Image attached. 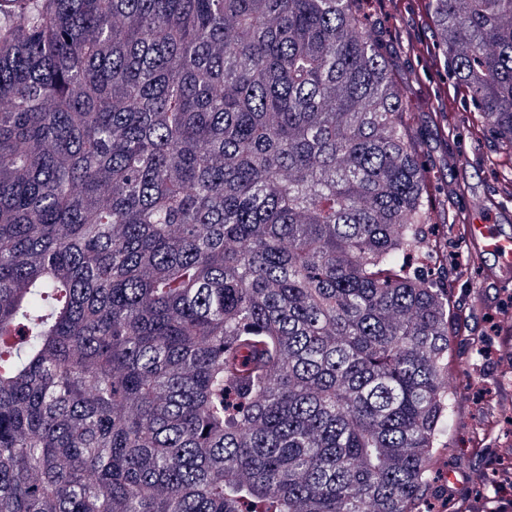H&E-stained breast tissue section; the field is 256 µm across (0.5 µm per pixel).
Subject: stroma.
Segmentation results:
<instances>
[{
    "label": "stroma",
    "instance_id": "obj_1",
    "mask_svg": "<svg viewBox=\"0 0 512 512\" xmlns=\"http://www.w3.org/2000/svg\"><path fill=\"white\" fill-rule=\"evenodd\" d=\"M363 10L394 80L413 102L408 124L428 168L434 221L442 222L451 210L476 214L512 237V199L495 194L500 170L491 159L500 145L438 123L440 113L458 116L468 104L446 67L426 61L425 51L436 44L429 14L414 10L410 0H365ZM474 253L467 239L449 241L444 231L432 250L433 259L447 260L455 283L451 318L466 322L465 333L452 338L448 427L439 437L424 495L435 512H512V490L502 494L488 486L495 472L512 468V271L499 269L488 254L467 265Z\"/></svg>",
    "mask_w": 512,
    "mask_h": 512
}]
</instances>
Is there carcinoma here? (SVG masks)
Instances as JSON below:
<instances>
[{
  "label": "carcinoma",
  "instance_id": "carcinoma-1",
  "mask_svg": "<svg viewBox=\"0 0 512 512\" xmlns=\"http://www.w3.org/2000/svg\"><path fill=\"white\" fill-rule=\"evenodd\" d=\"M361 0H0V512H423L448 267ZM512 152V0H431Z\"/></svg>",
  "mask_w": 512,
  "mask_h": 512
}]
</instances>
